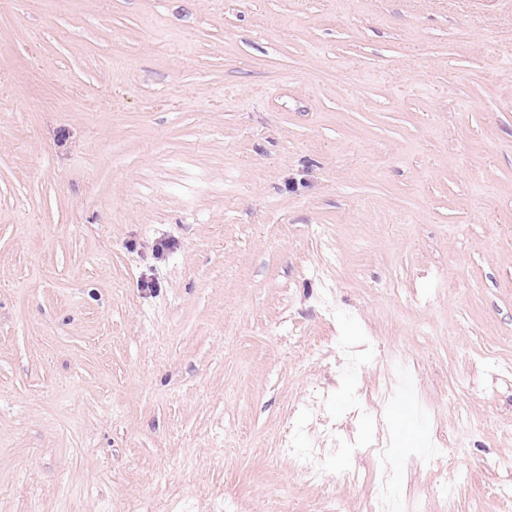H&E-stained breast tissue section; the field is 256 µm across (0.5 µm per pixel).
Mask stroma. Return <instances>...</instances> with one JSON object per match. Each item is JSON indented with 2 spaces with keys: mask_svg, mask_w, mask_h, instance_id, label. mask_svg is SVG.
<instances>
[{
  "mask_svg": "<svg viewBox=\"0 0 512 512\" xmlns=\"http://www.w3.org/2000/svg\"><path fill=\"white\" fill-rule=\"evenodd\" d=\"M354 471L512 512V0H0V512Z\"/></svg>",
  "mask_w": 512,
  "mask_h": 512,
  "instance_id": "35a3bbf8",
  "label": "stroma"
}]
</instances>
